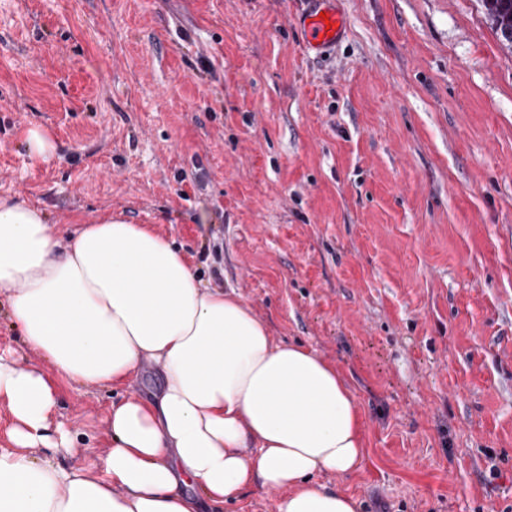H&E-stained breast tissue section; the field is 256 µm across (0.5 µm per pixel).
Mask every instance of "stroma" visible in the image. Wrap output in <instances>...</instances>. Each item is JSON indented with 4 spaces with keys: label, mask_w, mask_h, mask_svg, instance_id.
Instances as JSON below:
<instances>
[{
    "label": "stroma",
    "mask_w": 512,
    "mask_h": 512,
    "mask_svg": "<svg viewBox=\"0 0 512 512\" xmlns=\"http://www.w3.org/2000/svg\"><path fill=\"white\" fill-rule=\"evenodd\" d=\"M337 5L317 54L307 0H0V196L151 225L336 366L367 451L322 481L360 512H512V51L481 0ZM0 351L46 366L5 302ZM58 388L83 466L157 377ZM307 1H310V8L300 22V26L305 33L309 47L314 50H322L336 44V40L346 28V20L335 8L327 6V2L333 0ZM321 12L329 16V22L333 23L331 29L326 30L327 24L320 20Z\"/></svg>",
    "instance_id": "stroma-1"
}]
</instances>
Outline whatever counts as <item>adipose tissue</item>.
Instances as JSON below:
<instances>
[{
  "label": "adipose tissue",
  "mask_w": 512,
  "mask_h": 512,
  "mask_svg": "<svg viewBox=\"0 0 512 512\" xmlns=\"http://www.w3.org/2000/svg\"><path fill=\"white\" fill-rule=\"evenodd\" d=\"M0 297L54 375L114 387L143 361L156 400L114 405L103 465L62 464L52 377L0 353V512H198L249 488L278 490V512H357L328 490L366 452L363 413L336 367L274 344L235 296L204 287L183 253L146 224L103 216L68 244L39 207L0 196ZM187 486L202 498L184 494Z\"/></svg>",
  "instance_id": "obj_1"
}]
</instances>
